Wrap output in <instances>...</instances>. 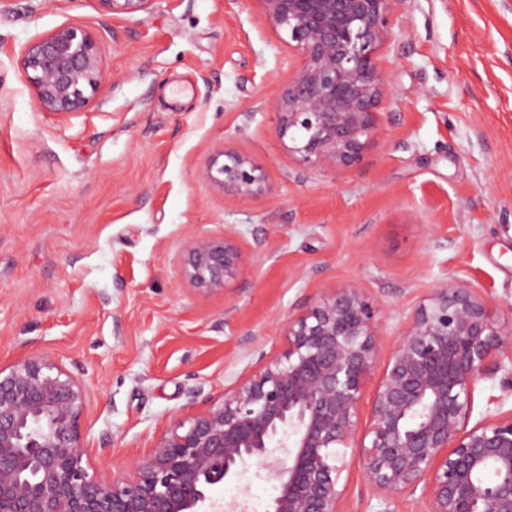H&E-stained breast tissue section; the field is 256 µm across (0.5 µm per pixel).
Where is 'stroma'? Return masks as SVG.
I'll list each match as a JSON object with an SVG mask.
<instances>
[{"mask_svg": "<svg viewBox=\"0 0 512 512\" xmlns=\"http://www.w3.org/2000/svg\"><path fill=\"white\" fill-rule=\"evenodd\" d=\"M74 24L100 37L97 104L39 111L24 46ZM384 135L356 167H304L270 108L301 58L260 0H153L133 16L98 0H0V364L55 356L86 388L98 476H128L177 419L221 402L282 324L324 287L355 281L378 306L376 372L446 278L512 328V0H404L380 50ZM267 173L264 194H216L215 145ZM231 233L249 268L204 294L179 275L189 235ZM346 512H426L387 498L346 449ZM253 465L217 490L266 512Z\"/></svg>", "mask_w": 512, "mask_h": 512, "instance_id": "obj_1", "label": "stroma"}]
</instances>
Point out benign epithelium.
<instances>
[{"label": "benign epithelium", "instance_id": "benign-epithelium-1", "mask_svg": "<svg viewBox=\"0 0 512 512\" xmlns=\"http://www.w3.org/2000/svg\"><path fill=\"white\" fill-rule=\"evenodd\" d=\"M134 15L153 0H98ZM264 21L302 58L270 103L277 136L308 167L353 168L383 134L378 50L399 0H260ZM20 66L43 112L67 117L96 100L105 75L90 31L63 25L29 41ZM201 177L221 195L254 196L267 175L213 147ZM183 280L204 293L246 269L229 233L188 238ZM284 350L178 421L132 475L89 473L83 384L48 353L0 366V512H223L211 492L251 463L280 491L268 512H346L339 449L358 448L365 481L386 497L426 498L429 512H512V409L471 421L478 383L512 363V331L476 289L450 277L399 332L360 425L376 364L377 306L356 282L329 286L283 325ZM285 449L270 458L271 445Z\"/></svg>", "mask_w": 512, "mask_h": 512}]
</instances>
